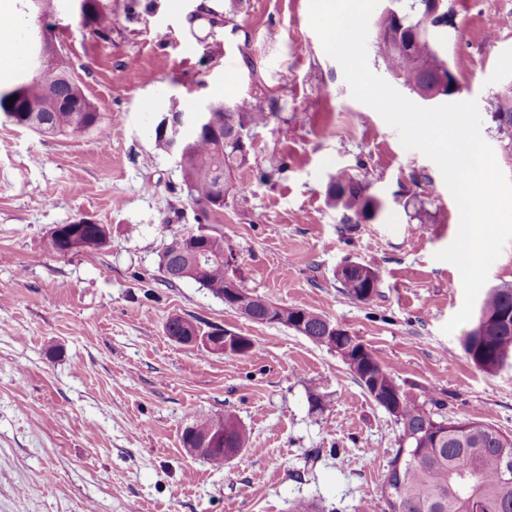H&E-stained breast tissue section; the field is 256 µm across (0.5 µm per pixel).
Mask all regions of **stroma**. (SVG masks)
<instances>
[{
	"label": "stroma",
	"mask_w": 512,
	"mask_h": 512,
	"mask_svg": "<svg viewBox=\"0 0 512 512\" xmlns=\"http://www.w3.org/2000/svg\"><path fill=\"white\" fill-rule=\"evenodd\" d=\"M52 39L109 133L42 136L0 120V512H383L380 486L399 429L335 352L280 324H259L192 281L169 287L160 255L173 234L209 224L234 249L243 286L277 304L321 311L356 336L418 397L448 416L512 435V367L467 359L458 268L436 260L459 210L438 166L355 100L309 21V0H108L104 35L55 0ZM448 55L462 100H477L482 135L512 176V139L494 113L512 109V0H448ZM0 54L20 48L0 87L30 73L22 0ZM504 19L487 39L489 17ZM251 98L278 116L252 130L235 175L248 205L211 211L187 196L154 128L169 107ZM101 128V129H102ZM271 180L259 174L278 163ZM351 168L383 203L347 224L326 198ZM104 224L101 249L60 253L61 224ZM347 261L373 268L379 293L351 299ZM181 315L250 339L243 355L171 340ZM319 393L323 410L307 396ZM230 413L249 443L224 467L185 451L194 417Z\"/></svg>",
	"instance_id": "1"
}]
</instances>
